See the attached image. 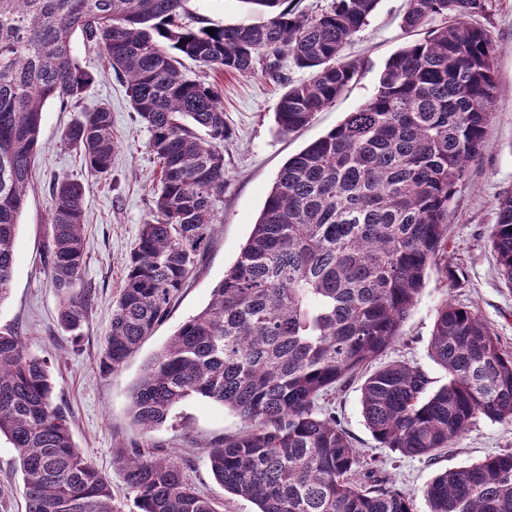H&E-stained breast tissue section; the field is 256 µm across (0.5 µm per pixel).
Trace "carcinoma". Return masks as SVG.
<instances>
[{
	"label": "carcinoma",
	"mask_w": 512,
	"mask_h": 512,
	"mask_svg": "<svg viewBox=\"0 0 512 512\" xmlns=\"http://www.w3.org/2000/svg\"><path fill=\"white\" fill-rule=\"evenodd\" d=\"M189 0H0V302L11 286L17 219L39 153L42 108L77 106L94 82L73 53L79 34L123 78L160 165L152 219L141 225L104 340L115 370L169 315L217 223L228 137L217 84L186 78L181 58L216 73H254L288 57L309 71L275 110L282 134L311 122L359 73L341 52L378 0H331L317 15L287 0H240L251 25L189 28ZM484 0H409L403 23L428 36L386 62L371 99L279 170L252 233L209 303L146 363L130 394L144 434L199 396L250 427L211 444L224 490L257 512H415L385 479L353 480L363 466L349 434L318 402L365 375L362 412L374 438L406 457L433 460L478 419L512 426V353L474 311L445 300L430 357L447 374L435 389L419 366L367 372L401 336L428 271L448 254L451 201L485 144L498 94V49L469 22ZM447 25L432 26L438 17ZM63 142L106 174L119 148L101 106L67 127ZM84 186L52 191L50 283L59 323L79 340L91 289ZM491 242L512 290V190L499 196ZM16 451L26 512H121L106 477L73 440L54 402L46 359L0 329V436ZM138 512H223L181 464L134 451L119 460ZM430 512H512V452L438 474L423 491Z\"/></svg>",
	"instance_id": "carcinoma-1"
}]
</instances>
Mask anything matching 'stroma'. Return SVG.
I'll return each mask as SVG.
<instances>
[{
	"mask_svg": "<svg viewBox=\"0 0 512 512\" xmlns=\"http://www.w3.org/2000/svg\"><path fill=\"white\" fill-rule=\"evenodd\" d=\"M187 8L182 21L195 27L247 25L260 20L242 0H189ZM407 8L408 0H379L366 26L344 50L348 58L359 61V75L332 106L289 135L276 130V104L285 91L284 80L304 81L308 71L295 68L284 57L278 62L282 75L278 81L261 68L248 76H217L192 60H184L182 71L187 78L217 83L229 131L220 146L228 181L215 203L218 224L214 237L174 299L168 319L112 372L100 368L104 337L123 285L126 260L141 224L152 216L159 188L158 165L147 148L150 134L131 108L125 82L104 69L96 52L89 50L82 38H75L76 58L96 79L80 108L64 107L55 101L43 108L40 152L19 218L14 275L7 299L0 302V328L11 327L22 337L29 353L49 360L55 399L71 420L73 439L108 477L121 512H136L134 494L118 463L119 455L130 446L177 458L198 491L223 500L224 512H254V504L228 494L214 479L207 456L215 440L244 430L239 417L209 400L193 397L179 404L163 426L145 434L131 422L129 389L146 361L162 348L176 327L207 305L213 288L249 238L286 160L325 135L346 113L367 102L387 59L406 44L426 36V29L409 31L403 27ZM474 21L489 31L498 48V95L487 142L451 203L448 269L430 270L398 342L381 358L385 364L405 361L420 366L440 385L446 376L430 357L429 343L436 310L444 300L477 311L498 336L502 349L512 353V290L501 279L490 238L497 199L512 189V0H485L484 11ZM101 106L112 112V130L119 143L111 168L104 175L90 172L79 154L62 143L64 131L80 111ZM66 176L85 187L87 264L80 285L96 291L78 340L58 322L59 300L49 280V191L55 180ZM360 387V381H351L332 392L324 405L335 411L362 461H375L380 477L412 496L415 512H429L422 491L438 473L512 451V427L480 419L435 460L399 455L372 436L362 414ZM15 459L14 448L1 438L0 512H25Z\"/></svg>",
	"mask_w": 512,
	"mask_h": 512,
	"instance_id": "35a3bbf8",
	"label": "stroma"
}]
</instances>
